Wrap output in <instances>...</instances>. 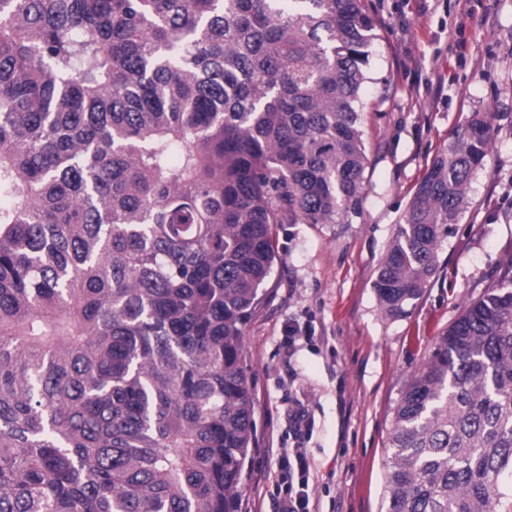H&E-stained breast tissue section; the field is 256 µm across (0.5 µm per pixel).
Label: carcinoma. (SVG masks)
Wrapping results in <instances>:
<instances>
[{
    "label": "carcinoma",
    "mask_w": 512,
    "mask_h": 512,
    "mask_svg": "<svg viewBox=\"0 0 512 512\" xmlns=\"http://www.w3.org/2000/svg\"><path fill=\"white\" fill-rule=\"evenodd\" d=\"M365 0H0V512H240L274 224L360 214ZM495 143L475 114L377 269L400 316ZM385 512H512V263L394 411Z\"/></svg>",
    "instance_id": "carcinoma-1"
}]
</instances>
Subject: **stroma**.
Listing matches in <instances>:
<instances>
[{
    "mask_svg": "<svg viewBox=\"0 0 512 512\" xmlns=\"http://www.w3.org/2000/svg\"><path fill=\"white\" fill-rule=\"evenodd\" d=\"M376 22L369 165L362 210L348 224H277L282 264L244 337L256 438L241 512H270L278 460L301 444L320 512H384L387 442L408 376L463 306L512 262V0H365ZM493 115L495 146L473 180L439 271L405 314L381 312L374 281L433 159L473 113ZM303 339L289 342V326ZM293 358H286L287 348ZM314 422L302 441L288 408Z\"/></svg>",
    "mask_w": 512,
    "mask_h": 512,
    "instance_id": "stroma-1",
    "label": "stroma"
}]
</instances>
